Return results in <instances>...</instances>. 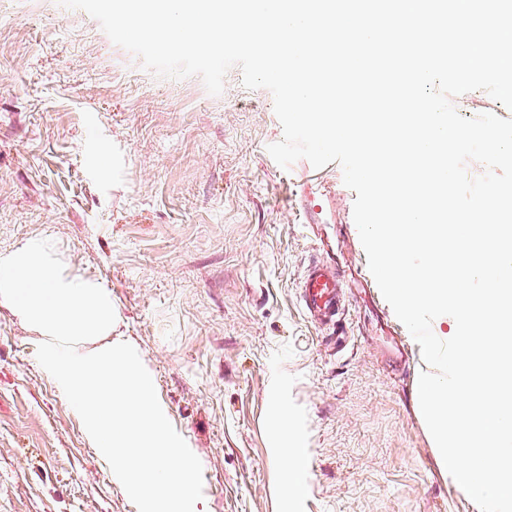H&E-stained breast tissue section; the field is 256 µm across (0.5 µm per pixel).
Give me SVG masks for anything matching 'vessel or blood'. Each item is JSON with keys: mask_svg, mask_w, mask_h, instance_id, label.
Wrapping results in <instances>:
<instances>
[{"mask_svg": "<svg viewBox=\"0 0 512 512\" xmlns=\"http://www.w3.org/2000/svg\"><path fill=\"white\" fill-rule=\"evenodd\" d=\"M299 298L308 317L321 326H337L345 311L341 278L324 261L306 268L299 282Z\"/></svg>", "mask_w": 512, "mask_h": 512, "instance_id": "obj_1", "label": "vessel or blood"}]
</instances>
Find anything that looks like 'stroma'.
<instances>
[{"mask_svg":"<svg viewBox=\"0 0 512 512\" xmlns=\"http://www.w3.org/2000/svg\"><path fill=\"white\" fill-rule=\"evenodd\" d=\"M265 89L239 67L210 95L161 78L58 0H0V253L48 240L107 291L160 404L203 466L209 512H479L438 467L421 347L384 299L338 163L281 168ZM315 260L342 332L302 312ZM44 337L0 304V512H138L40 365ZM308 444L286 504L280 406Z\"/></svg>","mask_w":512,"mask_h":512,"instance_id":"35a3bbf8","label":"stroma"}]
</instances>
